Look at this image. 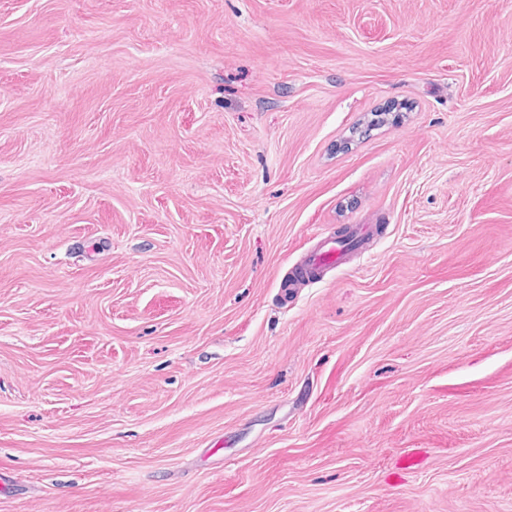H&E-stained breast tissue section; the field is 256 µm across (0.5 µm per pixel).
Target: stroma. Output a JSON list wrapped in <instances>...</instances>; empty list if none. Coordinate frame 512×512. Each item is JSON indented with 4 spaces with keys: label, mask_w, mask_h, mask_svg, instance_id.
<instances>
[{
    "label": "stroma",
    "mask_w": 512,
    "mask_h": 512,
    "mask_svg": "<svg viewBox=\"0 0 512 512\" xmlns=\"http://www.w3.org/2000/svg\"><path fill=\"white\" fill-rule=\"evenodd\" d=\"M0 512H512V0H0ZM346 253L347 250L337 237H324L318 247L309 253L303 265L311 270L340 266L344 263Z\"/></svg>",
    "instance_id": "obj_1"
}]
</instances>
